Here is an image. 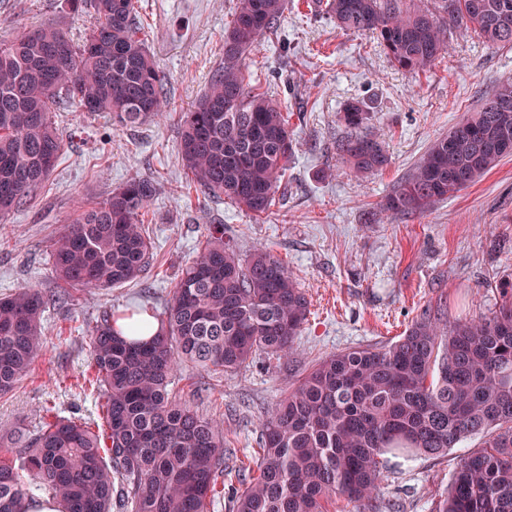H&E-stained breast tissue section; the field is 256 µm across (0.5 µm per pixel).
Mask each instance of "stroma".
Here are the masks:
<instances>
[{
    "mask_svg": "<svg viewBox=\"0 0 512 512\" xmlns=\"http://www.w3.org/2000/svg\"><path fill=\"white\" fill-rule=\"evenodd\" d=\"M235 2L139 0V36L164 76L163 116L116 128L71 105L57 110L66 143L54 172L31 202L0 218V298L31 284L54 290L53 240L79 206L102 201L133 178L156 184L140 213L154 257L142 286L80 291L72 304L47 309L43 355L0 398V441L10 442L18 430L35 434L47 406L62 417L96 420L88 329L105 307L120 309L139 296L162 312L211 224L224 226L241 256L269 248L310 300L290 361L210 376L205 393L197 392L191 366L171 379L174 396L222 423L237 465L250 462L261 421L288 380L319 358L394 342L428 305L445 304L451 323L490 315L503 287L512 286V156L424 214L391 218L380 211L430 144L475 111L497 80L512 78V46L454 30L427 72L409 74L392 66L369 35L338 28L323 0H288L275 28L240 61L246 82L281 102L297 141L284 195L258 220L230 201L197 193L178 152L180 114L224 62ZM49 19L74 40L83 38L87 22L70 13L66 0H0V44ZM353 99L365 102L366 128L389 152L388 166L367 177L355 176L336 153L346 133L338 114ZM481 443L475 435L438 457L390 461L379 512H433L460 456Z\"/></svg>",
    "mask_w": 512,
    "mask_h": 512,
    "instance_id": "stroma-1",
    "label": "stroma"
}]
</instances>
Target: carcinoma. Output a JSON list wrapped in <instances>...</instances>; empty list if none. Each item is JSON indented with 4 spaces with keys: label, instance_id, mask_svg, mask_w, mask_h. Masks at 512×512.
Segmentation results:
<instances>
[{
    "label": "carcinoma",
    "instance_id": "carcinoma-1",
    "mask_svg": "<svg viewBox=\"0 0 512 512\" xmlns=\"http://www.w3.org/2000/svg\"><path fill=\"white\" fill-rule=\"evenodd\" d=\"M138 0H68L90 17L73 41L47 20L0 45V218L32 200L64 149L52 119L61 100L119 127L144 124L166 104L163 78L136 35ZM285 0H236L224 33V65L180 119L179 151L202 194L228 199L260 218L276 203L294 144L288 114L244 83L239 60L273 29ZM336 26L376 37L394 67L423 72L447 48L448 29L512 45V0H329ZM364 102H347L337 152L356 174L389 164L385 145L365 130ZM512 149V79L498 81L479 109L428 147L393 188L382 210L424 213L470 186ZM156 192L134 178L83 207L52 244L61 291L28 286L0 298V397L14 392L43 351L45 308L71 291L141 280L153 260L138 216ZM310 301L265 247L246 259L224 225L181 269L158 314L159 332L127 339L104 311L88 334L91 383L102 422L55 418L33 438L0 452V512H29L45 493L62 512H211L222 492L221 423L169 393L183 364L220 374L259 356L288 360ZM481 448L460 456L436 512H512V294L489 316L447 329L424 310L404 336L318 359L261 422L256 469L239 471L228 512H328L336 496L377 508L386 455L440 456L465 438Z\"/></svg>",
    "mask_w": 512,
    "mask_h": 512
}]
</instances>
